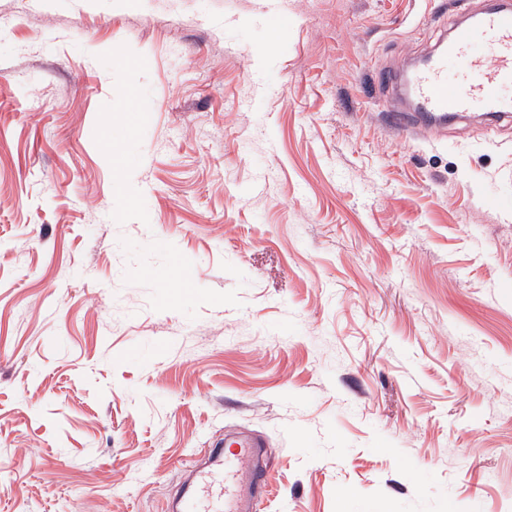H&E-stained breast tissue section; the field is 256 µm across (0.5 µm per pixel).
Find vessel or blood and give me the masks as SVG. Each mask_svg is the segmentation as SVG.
Listing matches in <instances>:
<instances>
[{"instance_id": "vessel-or-blood-1", "label": "vessel or blood", "mask_w": 512, "mask_h": 512, "mask_svg": "<svg viewBox=\"0 0 512 512\" xmlns=\"http://www.w3.org/2000/svg\"><path fill=\"white\" fill-rule=\"evenodd\" d=\"M378 81L393 92L392 124L400 135L472 113L494 121L511 113L512 0L464 7L440 48ZM266 446L255 433L213 442L167 512H262L271 493Z\"/></svg>"}]
</instances>
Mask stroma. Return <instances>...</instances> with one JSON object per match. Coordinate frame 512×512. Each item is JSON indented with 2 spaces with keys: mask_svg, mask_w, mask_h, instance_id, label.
I'll use <instances>...</instances> for the list:
<instances>
[{
  "mask_svg": "<svg viewBox=\"0 0 512 512\" xmlns=\"http://www.w3.org/2000/svg\"><path fill=\"white\" fill-rule=\"evenodd\" d=\"M458 2L0 0V512L243 430L266 512H512V121L374 81Z\"/></svg>",
  "mask_w": 512,
  "mask_h": 512,
  "instance_id": "obj_1",
  "label": "stroma"
}]
</instances>
